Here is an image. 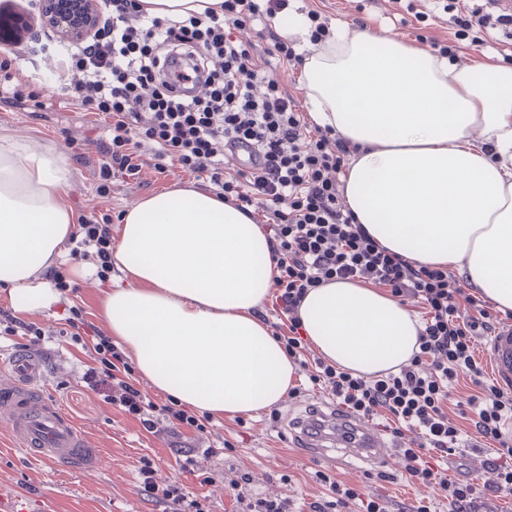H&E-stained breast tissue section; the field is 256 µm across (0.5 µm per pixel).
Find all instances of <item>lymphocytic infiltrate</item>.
<instances>
[{
  "label": "lymphocytic infiltrate",
  "instance_id": "1",
  "mask_svg": "<svg viewBox=\"0 0 512 512\" xmlns=\"http://www.w3.org/2000/svg\"><path fill=\"white\" fill-rule=\"evenodd\" d=\"M282 0H224L220 8L187 17L147 16L139 0H110L102 24L84 45L67 54L59 81L66 99L83 112L103 116L106 139L98 143L100 195L119 174L136 178L139 152L152 146L157 160L169 161L210 183L214 193L249 216L267 223L272 234L274 308L288 320L274 336L288 357L311 369L312 382L325 386L337 405L362 418L387 411L396 436H408L402 450L407 476L437 487L450 505L463 506L476 488L448 475L446 457L461 428L445 409L459 376L476 388L468 405L470 423L497 448L489 465L497 474L490 491L512 495V443L501 425L512 418V394L487 384L475 342L491 331L489 307L463 317L462 303L475 304L461 283L441 265L407 260L376 242L339 204L337 176L356 152L335 129L310 121L278 78L257 65L251 43L234 38L233 28L267 23ZM190 53L206 72L197 95L174 94L165 78L175 54ZM255 145L259 161L238 166L224 158L226 144ZM72 258L95 264L100 276L112 271V226L97 213L83 217L71 240ZM330 281L369 283L393 297H417L425 315L419 350L409 365L380 378L357 376L311 354L300 335L298 308L308 291ZM67 324L71 336H90L96 363L82 374L85 386L103 395L146 432L180 436L182 429L210 436L208 417L177 403H159L136 384L110 337L94 333L80 309ZM145 491L173 512H205L179 484L159 486L153 463L141 458Z\"/></svg>",
  "mask_w": 512,
  "mask_h": 512
}]
</instances>
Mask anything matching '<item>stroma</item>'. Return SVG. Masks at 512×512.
<instances>
[{"label":"stroma","instance_id":"stroma-1","mask_svg":"<svg viewBox=\"0 0 512 512\" xmlns=\"http://www.w3.org/2000/svg\"><path fill=\"white\" fill-rule=\"evenodd\" d=\"M310 12L320 14L329 27L364 30L427 52L437 42L449 45L454 63L461 68L479 63L512 65V27L493 30L481 46H474L470 38L456 37L452 14L444 10L441 0H288L275 20L276 33H283L288 18ZM57 73V55H33L24 45H0V80L9 75L26 85L21 96H0V133L16 134L37 151L60 153L68 169L63 197L75 216L89 214L95 207L108 211L112 238L120 240L121 217L127 208L150 195L193 184L194 178L175 167L163 174L146 167L136 180L114 177L110 196L98 197L93 166L78 163L74 153L78 145L94 146L102 124L68 104ZM89 267V262L64 256L62 270L69 290L52 308L24 315L23 320L45 332L38 349L50 360L49 398L87 430L91 446L100 452L101 465L87 475L31 461L13 447L6 427L0 425V501L12 505L15 512H172L142 488L138 460L144 455L153 459L158 482L184 484L194 496L206 497L209 512H235L230 483L244 475L249 478L242 487L244 494L287 498L303 506L322 492L315 478L319 470L332 472L365 493L385 496L390 512L421 505L431 512H451V505L435 489L406 480L401 453L390 457L385 468L390 479L382 482L373 465L341 456L333 462L311 461L302 449L291 447L286 438L289 421L310 406L329 401L326 390L312 385L305 370L295 381L296 394L285 395L277 403L278 419H271L266 408L245 414L240 421L220 417L214 421L212 436L203 439L188 430L178 439L142 432L135 420L84 386L81 375L93 363V348L75 344L65 334L73 306L82 308L87 321L97 328L107 327L99 313L100 297L111 283L100 280ZM77 268L86 270V277H75ZM182 449L192 455V472L182 471L179 465ZM490 453L475 436L465 437L448 451L450 473L473 481L488 512H512V497L495 498L487 491L496 480L494 471L484 464Z\"/></svg>","mask_w":512,"mask_h":512}]
</instances>
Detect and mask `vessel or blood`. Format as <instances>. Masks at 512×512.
<instances>
[{"mask_svg": "<svg viewBox=\"0 0 512 512\" xmlns=\"http://www.w3.org/2000/svg\"><path fill=\"white\" fill-rule=\"evenodd\" d=\"M490 354L499 387L512 390V324L497 326L490 337ZM0 371L7 374L0 382V419L8 423L19 448L30 456L83 473L99 467L98 453L87 447L83 431L45 395V358L21 350L0 362ZM296 427L294 437L308 448L312 460L324 459L323 434L335 429L355 435L348 456L380 467L391 456L390 444L351 415L319 410L298 421Z\"/></svg>", "mask_w": 512, "mask_h": 512, "instance_id": "1", "label": "vessel or blood"}]
</instances>
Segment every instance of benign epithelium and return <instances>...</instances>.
Wrapping results in <instances>:
<instances>
[{
	"instance_id": "benign-epithelium-1",
	"label": "benign epithelium",
	"mask_w": 512,
	"mask_h": 512,
	"mask_svg": "<svg viewBox=\"0 0 512 512\" xmlns=\"http://www.w3.org/2000/svg\"><path fill=\"white\" fill-rule=\"evenodd\" d=\"M33 5L25 31L36 40L54 34L83 43L104 13L102 0H35Z\"/></svg>"
}]
</instances>
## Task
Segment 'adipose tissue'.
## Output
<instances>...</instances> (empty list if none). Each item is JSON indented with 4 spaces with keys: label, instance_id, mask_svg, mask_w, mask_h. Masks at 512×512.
Segmentation results:
<instances>
[{
    "label": "adipose tissue",
    "instance_id": "obj_1",
    "mask_svg": "<svg viewBox=\"0 0 512 512\" xmlns=\"http://www.w3.org/2000/svg\"><path fill=\"white\" fill-rule=\"evenodd\" d=\"M311 115L357 144L348 209L381 246L423 264H456L512 310V65L460 68L402 42L341 28L303 61ZM495 143L486 155L474 129ZM52 150L0 135V286L17 313L51 308L47 271L75 230ZM126 280L103 316L151 386L178 404L232 417L278 403L298 366L254 314L268 293L271 243L214 193L161 192L123 215L114 253ZM298 317L320 354L373 377L418 349L414 315L350 282L309 290Z\"/></svg>",
    "mask_w": 512,
    "mask_h": 512
}]
</instances>
